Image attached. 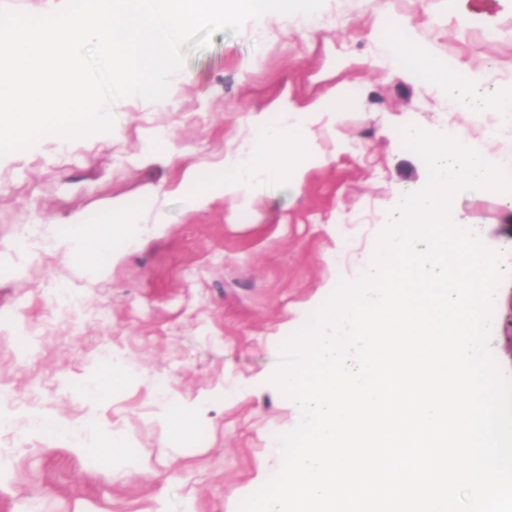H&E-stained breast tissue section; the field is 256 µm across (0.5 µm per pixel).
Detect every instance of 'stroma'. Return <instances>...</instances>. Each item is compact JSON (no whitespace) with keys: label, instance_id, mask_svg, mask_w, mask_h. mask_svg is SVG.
<instances>
[{"label":"stroma","instance_id":"stroma-1","mask_svg":"<svg viewBox=\"0 0 512 512\" xmlns=\"http://www.w3.org/2000/svg\"><path fill=\"white\" fill-rule=\"evenodd\" d=\"M487 21L495 39H482L458 0H324L311 15L251 19L188 52L163 102L114 103L108 134L43 139L0 158V411L14 420L0 433V512H237L277 473L276 436L294 416L271 381L281 345L339 280L359 277L397 197L426 184L422 160L398 145L400 128L456 131L512 158V139L483 137L419 69L390 63L378 33L401 32L412 51L512 88V0H498ZM335 94L348 100L335 125L308 112ZM284 107L318 155L301 187L277 171L193 208L199 187L185 172L247 151L257 119L279 120ZM115 200L144 231L114 241L110 267L51 250L72 217ZM459 216L507 270L489 348L512 375V203L466 190ZM57 288L82 312H55ZM107 347L126 381L91 404L84 389ZM178 400L195 405L181 434L158 421ZM39 413L121 431L136 469L30 433Z\"/></svg>","mask_w":512,"mask_h":512}]
</instances>
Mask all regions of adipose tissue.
Masks as SVG:
<instances>
[{
	"label": "adipose tissue",
	"instance_id": "ef3b65f1",
	"mask_svg": "<svg viewBox=\"0 0 512 512\" xmlns=\"http://www.w3.org/2000/svg\"><path fill=\"white\" fill-rule=\"evenodd\" d=\"M412 63L420 68L425 79L443 87L448 95V103L459 112H490L496 117L512 113V90L499 92L482 103H474V84L457 81L452 75L437 69L429 57L412 55ZM316 151L306 126L282 120L266 124L250 152L225 161L223 168L202 173L191 171L186 179L192 183H204L205 191L198 193L193 204L196 207L208 206L215 197H236L259 175L275 170H288L294 183H301L304 175L303 164L313 161ZM136 216L134 211L122 203L112 206L98 218L95 230H88L83 221H76L71 230L57 238L53 247L67 254L82 256L86 265L94 269L109 266L116 259L111 247L114 239H134Z\"/></svg>",
	"mask_w": 512,
	"mask_h": 512
}]
</instances>
